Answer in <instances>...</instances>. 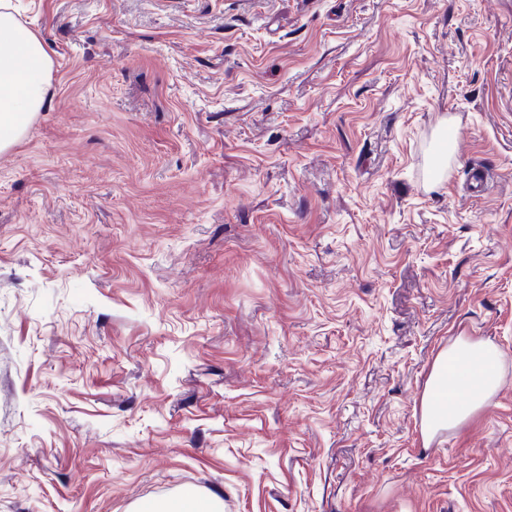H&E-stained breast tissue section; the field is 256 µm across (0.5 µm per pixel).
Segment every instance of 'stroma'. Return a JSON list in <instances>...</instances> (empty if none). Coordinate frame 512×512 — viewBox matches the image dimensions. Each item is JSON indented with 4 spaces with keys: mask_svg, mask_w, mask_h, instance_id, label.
Segmentation results:
<instances>
[{
    "mask_svg": "<svg viewBox=\"0 0 512 512\" xmlns=\"http://www.w3.org/2000/svg\"><path fill=\"white\" fill-rule=\"evenodd\" d=\"M11 3L0 512H512V0ZM460 336L501 385L427 443ZM0 151L19 142L31 118L46 104L52 67L48 46L0 2ZM136 512H222L223 505L215 497L201 496L192 491L183 492L150 508L135 509Z\"/></svg>",
    "mask_w": 512,
    "mask_h": 512,
    "instance_id": "obj_1",
    "label": "stroma"
}]
</instances>
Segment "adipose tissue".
Listing matches in <instances>:
<instances>
[{
	"label": "adipose tissue",
	"instance_id": "adipose-tissue-1",
	"mask_svg": "<svg viewBox=\"0 0 512 512\" xmlns=\"http://www.w3.org/2000/svg\"><path fill=\"white\" fill-rule=\"evenodd\" d=\"M52 67L48 46L0 0V151L19 142L46 104ZM497 348L458 337L441 351L421 395L424 439L451 430L482 409L500 383Z\"/></svg>",
	"mask_w": 512,
	"mask_h": 512
}]
</instances>
